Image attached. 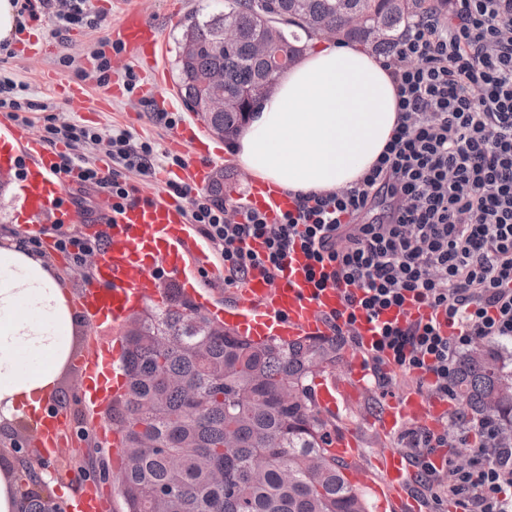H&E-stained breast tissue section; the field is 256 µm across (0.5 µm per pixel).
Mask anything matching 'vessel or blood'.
<instances>
[{"label":"vessel or blood","instance_id":"b4317fda","mask_svg":"<svg viewBox=\"0 0 512 512\" xmlns=\"http://www.w3.org/2000/svg\"><path fill=\"white\" fill-rule=\"evenodd\" d=\"M113 40L122 48L124 60L147 69L156 68L163 49L161 32L138 9L126 10ZM173 137L186 142L191 160L186 167L157 172L156 180L177 179L206 188L213 165L207 139L201 138L187 121L175 128ZM23 148L33 156L23 184L27 232L42 235L47 219L54 218L66 225H85L88 235L102 232L109 240L107 248L97 255L92 281L80 297L82 308L92 320L124 324L130 313L158 298L156 274L160 271L176 279L185 292H193L190 266L205 268L211 261L205 245L184 218V203L142 190L137 202L126 205L122 212L109 213L106 224L86 226L83 213L68 200L69 180L57 172V151L45 148L30 127L10 125L5 133H0V175L12 173ZM246 199L250 207L271 219L293 206L286 192L258 182L252 183ZM308 264L305 252L297 248L289 254L283 272L277 277H269L258 268L252 270L243 287L237 289L233 303L224 309L225 327L257 341L327 335L325 317L343 308V290L315 288L308 278ZM429 315L428 308L410 304L383 311L376 322L358 319L353 326L356 347L347 370L338 376L320 374L315 378L316 402L323 415L334 417L340 412L341 401L358 398L367 375L363 355L378 340L379 322L404 325ZM120 364L121 351L117 348L94 352L82 360V387L91 402L105 399L125 383ZM447 415V402L407 392L388 402L376 427L384 434L410 421L439 428ZM66 423V413L61 409L42 416L44 444H54L65 431ZM376 463L385 474L383 485L371 486L368 475L362 471L355 472L352 480L372 487L378 512H423L419 501L406 493L412 477L409 462L398 451L386 448L380 451Z\"/></svg>","mask_w":512,"mask_h":512}]
</instances>
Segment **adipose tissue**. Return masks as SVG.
<instances>
[{"instance_id": "1", "label": "adipose tissue", "mask_w": 512, "mask_h": 512, "mask_svg": "<svg viewBox=\"0 0 512 512\" xmlns=\"http://www.w3.org/2000/svg\"><path fill=\"white\" fill-rule=\"evenodd\" d=\"M396 123V85L385 60L322 40L278 76L231 153L280 189L338 190L368 172ZM76 330L70 292L40 255L1 244L0 427L44 409L71 360Z\"/></svg>"}]
</instances>
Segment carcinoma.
Segmentation results:
<instances>
[{
  "label": "carcinoma",
  "instance_id": "carcinoma-1",
  "mask_svg": "<svg viewBox=\"0 0 512 512\" xmlns=\"http://www.w3.org/2000/svg\"><path fill=\"white\" fill-rule=\"evenodd\" d=\"M435 0H224V8L193 14L181 25L174 69L188 111L219 138L236 136L261 99L252 95L275 76L257 41L292 64L323 26L336 39L388 50ZM364 24H343L345 13ZM239 37L224 43V25ZM222 75L217 93L238 99L206 108L203 86ZM125 391L107 418L122 433L118 491L126 512H370L366 492L331 455L336 428L315 405L316 374L336 370L343 346L333 336L256 343L224 327L180 288L133 315L125 331ZM504 346L485 339L459 361L450 382L473 414L496 420L512 437V371ZM22 512H55L18 477Z\"/></svg>",
  "mask_w": 512,
  "mask_h": 512
}]
</instances>
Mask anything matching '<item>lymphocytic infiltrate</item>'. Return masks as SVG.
<instances>
[{
    "instance_id": "f902f5d3",
    "label": "lymphocytic infiltrate",
    "mask_w": 512,
    "mask_h": 512,
    "mask_svg": "<svg viewBox=\"0 0 512 512\" xmlns=\"http://www.w3.org/2000/svg\"><path fill=\"white\" fill-rule=\"evenodd\" d=\"M19 27L38 22L53 37L94 31L102 17L92 0H13ZM397 84L398 124L363 178L338 192L298 193L295 207L275 222L226 204L184 182L169 195L186 200L196 226L236 287L255 268L278 276L295 247L308 254L316 287L352 286L344 315L328 319L332 335H351L358 317L377 319L415 301L441 320L389 323L365 361L372 372L392 363L428 396L451 400L449 384L461 354L479 339L512 344V0H443L420 17L388 51ZM45 142L64 144L60 173L90 193L106 195L112 210L136 201L131 176L184 167L182 157L126 129L105 134L75 123H48ZM105 144L112 161L98 166L85 149ZM53 248L70 265L87 266L106 244L57 224ZM261 240L263 252L248 248ZM468 466L449 471L431 462L455 447L457 435L409 428L401 442L426 477L427 498L449 499L456 512H512V441L494 420L476 418Z\"/></svg>"
}]
</instances>
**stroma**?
<instances>
[{
  "instance_id": "stroma-1",
  "label": "stroma",
  "mask_w": 512,
  "mask_h": 512,
  "mask_svg": "<svg viewBox=\"0 0 512 512\" xmlns=\"http://www.w3.org/2000/svg\"><path fill=\"white\" fill-rule=\"evenodd\" d=\"M104 21L99 31H71L65 39L52 38L49 28L29 27L15 33L11 41L12 56L0 58V76L9 77L26 85L28 98L40 104V111L32 115L35 133H42L46 117L56 121L76 124H91L101 132H108L112 126H120L133 132L141 139L156 143L159 150L169 151L172 133L154 117V109L138 94H124L115 98L106 108L97 112L95 119L86 120L82 109L57 97L49 83L50 78L70 80V73L64 72L58 63L60 56L69 55L79 64H86L90 51H110L112 33L122 13L130 7L141 8L158 24L163 36V51L158 60V71L162 79V91L175 94L172 56L175 40L184 18L192 13L207 14L222 9L224 0H93ZM49 45L50 51L37 64L28 62L21 54L31 42ZM20 176H12L4 193L0 194V241L5 239L25 240L27 233L19 219L22 198L17 191ZM117 331L111 325L95 324L80 319L75 336L76 358L62 371L58 389L50 404L62 408L68 416L67 446L71 456L82 459V468L70 466L69 462L58 460L53 449H41V462L35 463L37 472L46 473L47 481L38 487L42 496L66 504L72 498L95 495L105 501L104 512H126L124 501L118 491L116 479L100 480L99 469L112 465L113 451L102 446L99 428L105 423L103 409L95 407L82 394L80 357L102 345L112 343ZM382 389L375 382H368L356 401L349 403L338 417H335L337 431H353L360 452L353 465L369 472L373 482H381L383 475L375 464L378 452L384 448L401 450L398 436H385L377 431L370 419L386 401Z\"/></svg>"
}]
</instances>
